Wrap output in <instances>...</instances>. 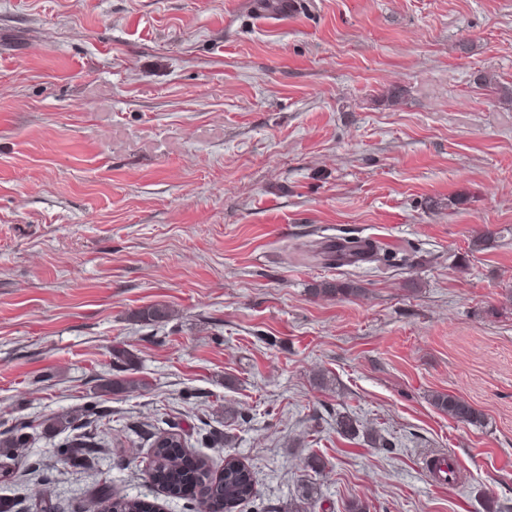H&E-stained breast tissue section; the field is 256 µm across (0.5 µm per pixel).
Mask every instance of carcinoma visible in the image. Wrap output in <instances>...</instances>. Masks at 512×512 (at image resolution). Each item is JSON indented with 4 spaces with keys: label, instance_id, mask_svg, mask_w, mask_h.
I'll return each mask as SVG.
<instances>
[{
    "label": "carcinoma",
    "instance_id": "1",
    "mask_svg": "<svg viewBox=\"0 0 512 512\" xmlns=\"http://www.w3.org/2000/svg\"><path fill=\"white\" fill-rule=\"evenodd\" d=\"M374 252L375 247L370 243L347 239L322 247L314 258L330 265H343L362 254L372 256ZM360 292V286L342 281H324L311 288L315 296H355ZM433 403L457 422L475 426L482 422L483 414L479 410L453 395L437 394ZM93 447V435L88 432L81 431L70 442V452L76 456L89 454ZM180 447L182 440L178 434L162 436L153 445V461L148 475L152 479H162L169 494L194 504L198 512H230L237 504L254 497L256 481L253 473L238 459H226L222 477L214 481L210 479L208 464L203 458H196L194 469L185 471L178 453ZM97 507L100 512H156L154 504L145 499L116 498L107 488L98 491Z\"/></svg>",
    "mask_w": 512,
    "mask_h": 512
}]
</instances>
